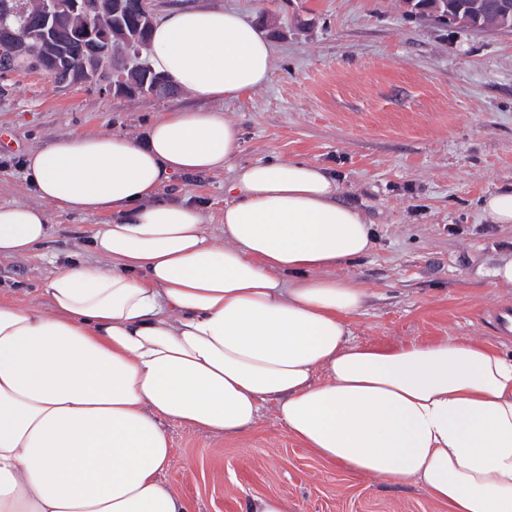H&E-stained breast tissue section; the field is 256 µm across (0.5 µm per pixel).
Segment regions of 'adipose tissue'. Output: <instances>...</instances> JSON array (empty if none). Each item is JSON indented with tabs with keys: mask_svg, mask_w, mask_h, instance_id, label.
<instances>
[{
	"mask_svg": "<svg viewBox=\"0 0 512 512\" xmlns=\"http://www.w3.org/2000/svg\"><path fill=\"white\" fill-rule=\"evenodd\" d=\"M273 44L238 13L169 10L150 65L192 96L263 86ZM240 129L181 109L147 128L32 152L36 195L112 213L100 264H53L44 306L0 294V512H191L161 479L174 420L226 437L265 407L302 447L352 473L413 479L450 512H512V358L475 337L350 341L364 285L336 268L374 229L320 164L233 166ZM233 168L224 231L161 198L174 176ZM46 211L0 204V257L50 235Z\"/></svg>",
	"mask_w": 512,
	"mask_h": 512,
	"instance_id": "ef3b65f1",
	"label": "adipose tissue"
}]
</instances>
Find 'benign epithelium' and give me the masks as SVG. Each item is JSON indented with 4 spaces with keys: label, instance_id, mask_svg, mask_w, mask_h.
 I'll use <instances>...</instances> for the list:
<instances>
[{
    "label": "benign epithelium",
    "instance_id": "benign-epithelium-1",
    "mask_svg": "<svg viewBox=\"0 0 512 512\" xmlns=\"http://www.w3.org/2000/svg\"><path fill=\"white\" fill-rule=\"evenodd\" d=\"M39 18L33 25L11 26L6 23L14 13L8 0L0 3V64L10 71L18 70V62L32 60L29 69L42 72L61 84H77L98 80L106 73L112 79L105 90L118 95L147 90L157 92L166 81L153 74L148 65L129 66L122 61L127 50L141 51L144 44L118 33L112 25L99 21L125 13L130 28L147 31L154 24L156 0H38ZM493 12L492 26L476 23L482 14ZM435 20H453L469 30L512 31V0H463L451 13H432ZM76 24L75 33L83 39L81 56L74 62L58 32Z\"/></svg>",
    "mask_w": 512,
    "mask_h": 512
}]
</instances>
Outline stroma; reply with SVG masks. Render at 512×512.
<instances>
[{"instance_id":"35a3bbf8","label":"stroma","mask_w":512,"mask_h":512,"mask_svg":"<svg viewBox=\"0 0 512 512\" xmlns=\"http://www.w3.org/2000/svg\"><path fill=\"white\" fill-rule=\"evenodd\" d=\"M239 12L269 32L266 84L230 100L172 93L117 97L94 83L59 85L38 71L0 74V203L43 207L26 157L55 141L121 133L187 107L222 110L242 133L234 166L279 159L329 169L345 202L372 222L374 250L341 272L369 298L351 339L393 346L477 336L512 355L491 313L512 305L492 270L512 254V224L484 232L480 203L512 188V32L473 33L407 12L401 0H159ZM231 169L176 177L162 196L190 200L211 232L224 217ZM49 238L25 258H0V289L40 303L49 258L98 263L87 241L111 214L51 211ZM164 481L193 512H246L281 495L295 512H448L415 481L359 477L290 438L270 415L243 438L164 421Z\"/></svg>"}]
</instances>
